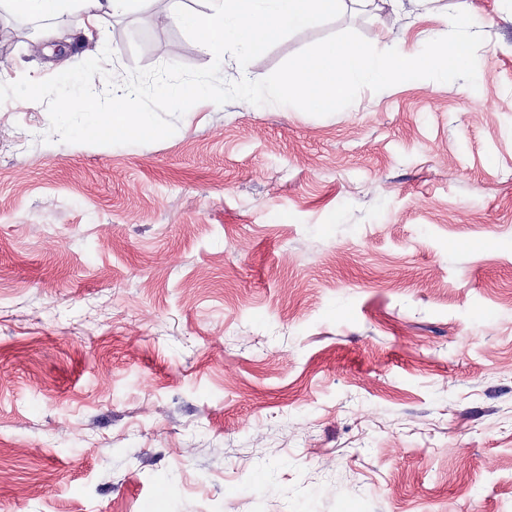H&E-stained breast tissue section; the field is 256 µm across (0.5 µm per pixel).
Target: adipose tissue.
Masks as SVG:
<instances>
[{
	"instance_id": "ef3b65f1",
	"label": "adipose tissue",
	"mask_w": 512,
	"mask_h": 512,
	"mask_svg": "<svg viewBox=\"0 0 512 512\" xmlns=\"http://www.w3.org/2000/svg\"><path fill=\"white\" fill-rule=\"evenodd\" d=\"M141 0H0L11 12L63 25L73 8H80L89 27L104 25L109 17L133 9ZM168 18L191 30L193 50L223 61L227 51L251 57L262 54L284 33L309 28L323 18L344 11L348 4L361 11L376 9L377 0H208L204 11L170 0Z\"/></svg>"
}]
</instances>
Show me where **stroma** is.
Segmentation results:
<instances>
[{"instance_id": "stroma-1", "label": "stroma", "mask_w": 512, "mask_h": 512, "mask_svg": "<svg viewBox=\"0 0 512 512\" xmlns=\"http://www.w3.org/2000/svg\"><path fill=\"white\" fill-rule=\"evenodd\" d=\"M461 8L473 88L199 102L132 145L0 104V512H512V0L350 9L221 77L347 29L418 53ZM167 12L2 8L0 83L210 65Z\"/></svg>"}]
</instances>
